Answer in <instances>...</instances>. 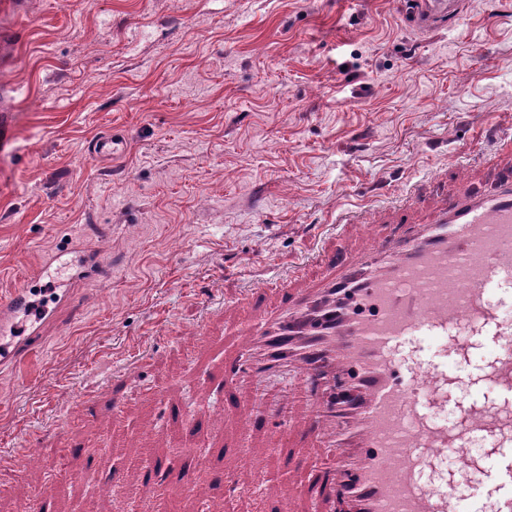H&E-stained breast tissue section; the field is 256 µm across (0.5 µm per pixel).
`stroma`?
<instances>
[{"label": "stroma", "instance_id": "stroma-1", "mask_svg": "<svg viewBox=\"0 0 512 512\" xmlns=\"http://www.w3.org/2000/svg\"><path fill=\"white\" fill-rule=\"evenodd\" d=\"M398 2L0 0V298L69 238L102 269L73 289L79 314L0 370V454L39 458L0 512L63 471L84 479L45 512H133L146 464L180 450L196 475L180 512H311L302 472L274 477L321 456L298 435L303 388L224 378L248 342L238 297L275 298L321 248L361 247L345 210L434 178L456 191L512 120V0H464L442 33L406 25ZM107 132L125 150L103 161ZM460 342L421 333L396 356L464 377L496 352L475 336L462 358ZM259 396L281 418L241 460L221 408Z\"/></svg>", "mask_w": 512, "mask_h": 512}]
</instances>
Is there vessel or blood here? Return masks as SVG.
<instances>
[{
	"label": "vessel or blood",
	"instance_id": "b4317fda",
	"mask_svg": "<svg viewBox=\"0 0 512 512\" xmlns=\"http://www.w3.org/2000/svg\"><path fill=\"white\" fill-rule=\"evenodd\" d=\"M404 7L410 25L434 30L457 19L460 0H406ZM492 163L499 177L488 189L462 188L432 206L425 186H418L408 209L378 218L364 251L342 245L324 255L325 274L301 288H282L276 306L257 305L249 294L240 299L251 312V339L227 373L297 366L312 408L303 432L328 450L308 466L313 512H449L455 478L427 492L415 474L435 449L464 448L476 437L489 446L494 472L486 474L471 458L465 471L491 480L490 512H512V321L498 318L485 293L512 283V126L501 134ZM412 212L425 213L426 221L402 232ZM67 253L76 254L74 245L53 254L52 262ZM76 256L77 279L96 278L97 262ZM69 305V295L60 291L39 314L30 309L28 289L1 299L0 367L38 351L47 328ZM463 321L496 338L494 358L470 383L495 384L501 401L494 407L458 402V422L448 427L430 421L428 410L447 402L460 378L442 364L417 376L393 351L419 332L452 335ZM269 414L261 399L235 410L238 457L249 456L252 428Z\"/></svg>",
	"mask_w": 512,
	"mask_h": 512
}]
</instances>
